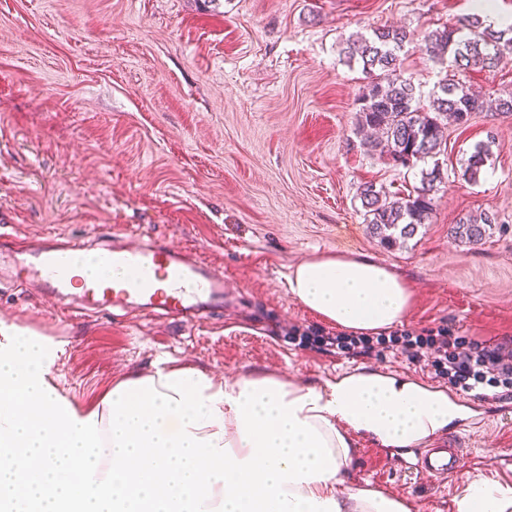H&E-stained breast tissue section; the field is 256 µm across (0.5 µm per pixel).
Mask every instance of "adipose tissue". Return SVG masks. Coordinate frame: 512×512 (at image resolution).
<instances>
[{"label":"adipose tissue","instance_id":"adipose-tissue-1","mask_svg":"<svg viewBox=\"0 0 512 512\" xmlns=\"http://www.w3.org/2000/svg\"><path fill=\"white\" fill-rule=\"evenodd\" d=\"M292 296L336 326L400 324L409 285L366 257L298 264ZM58 344L0 322V512H411L344 490L352 437L408 448L463 406L445 390L355 369L320 386L194 368L127 375L81 409L52 383ZM459 512H512V489L472 480Z\"/></svg>","mask_w":512,"mask_h":512}]
</instances>
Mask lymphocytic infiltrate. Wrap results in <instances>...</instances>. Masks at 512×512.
Wrapping results in <instances>:
<instances>
[{"mask_svg": "<svg viewBox=\"0 0 512 512\" xmlns=\"http://www.w3.org/2000/svg\"><path fill=\"white\" fill-rule=\"evenodd\" d=\"M315 344L367 353L373 350L401 353L414 363L430 367L435 375L447 379L464 392L479 388H500L512 393V341L489 342L449 335L447 328L421 331L396 330L386 336H353L339 333L315 337Z\"/></svg>", "mask_w": 512, "mask_h": 512, "instance_id": "lymphocytic-infiltrate-1", "label": "lymphocytic infiltrate"}]
</instances>
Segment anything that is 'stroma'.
I'll use <instances>...</instances> for the list:
<instances>
[{
  "instance_id": "35a3bbf8",
  "label": "stroma",
  "mask_w": 512,
  "mask_h": 512,
  "mask_svg": "<svg viewBox=\"0 0 512 512\" xmlns=\"http://www.w3.org/2000/svg\"><path fill=\"white\" fill-rule=\"evenodd\" d=\"M470 11L471 0H0V225L20 239L132 225L197 250L235 293L183 328L130 310L65 322L49 289L8 285L0 321L59 345L52 374L78 407L170 364L218 381L259 371L319 383L363 367L443 386L401 355L294 343L290 328L337 327L292 297L288 277L309 258L369 256L410 285L403 328L512 338V114L449 126L444 180L410 238L384 244L358 198L363 183L405 192L421 175L361 146L355 101L367 78L343 44L406 29L405 74L426 95L445 71L420 44ZM461 80L497 98L512 91V57ZM486 141L469 182L464 164ZM484 210L499 221L483 239L454 241L459 217ZM448 392L465 407L448 426L465 449L448 480L408 479L398 463L413 449L357 434L348 487L404 499L411 512H456L471 480L512 486V396L487 393L474 411V393ZM490 154V142L476 146L475 151L467 159L466 167L463 171V177L469 182H477Z\"/></svg>"
}]
</instances>
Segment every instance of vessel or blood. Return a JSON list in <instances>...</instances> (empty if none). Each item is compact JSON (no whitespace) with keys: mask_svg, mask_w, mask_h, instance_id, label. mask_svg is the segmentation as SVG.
I'll return each instance as SVG.
<instances>
[{"mask_svg":"<svg viewBox=\"0 0 512 512\" xmlns=\"http://www.w3.org/2000/svg\"><path fill=\"white\" fill-rule=\"evenodd\" d=\"M134 234L129 225L113 227V243L94 257L106 276L85 280L77 296L72 293L73 272L86 258L78 238L62 247L35 248L21 257L0 253V271L18 285L52 289L63 301L78 299L86 312L134 308L175 317L189 310L208 313L223 308V271L185 247L133 244ZM462 457L459 443L440 439L423 449L411 474L442 480L457 469Z\"/></svg>","mask_w":512,"mask_h":512,"instance_id":"b4317fda","label":"vessel or blood"}]
</instances>
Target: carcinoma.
Wrapping results in <instances>:
<instances>
[{
	"mask_svg": "<svg viewBox=\"0 0 512 512\" xmlns=\"http://www.w3.org/2000/svg\"><path fill=\"white\" fill-rule=\"evenodd\" d=\"M409 43L406 30L382 26L367 36L351 37L340 51L346 63L358 64L369 77L356 99V130L378 133L370 142L372 150L386 149L392 160L405 168L432 160V167L421 171V186L406 195L392 194L372 182L360 186L358 196L366 224L388 245L411 237L418 225L429 220L433 193L443 180L437 155L448 121L463 126L472 113L483 108V102L452 73L432 90L428 106H421L415 85L403 76L401 53ZM420 50L433 63L442 66L449 62L459 72L495 68L512 55V23L494 28L473 13L430 32ZM489 154L490 143L476 146L463 171L467 181H478ZM496 223L494 213L466 215L452 227L451 236L460 243L476 244L484 237L486 226Z\"/></svg>",
	"mask_w": 512,
	"mask_h": 512,
	"instance_id": "cac0c4a2",
	"label": "carcinoma"
}]
</instances>
